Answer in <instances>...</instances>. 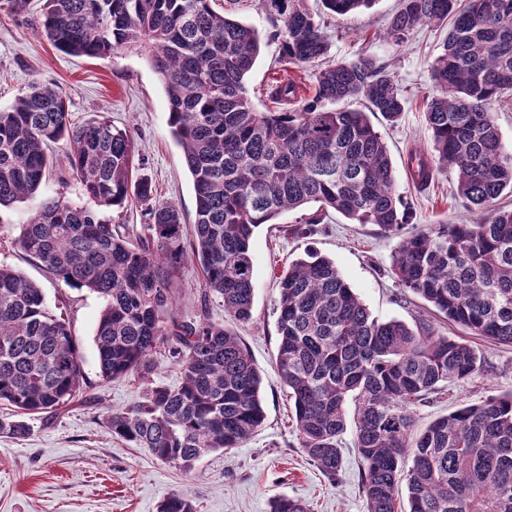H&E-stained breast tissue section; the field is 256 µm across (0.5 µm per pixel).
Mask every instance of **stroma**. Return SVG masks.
<instances>
[{
	"label": "stroma",
	"instance_id": "35a3bbf8",
	"mask_svg": "<svg viewBox=\"0 0 512 512\" xmlns=\"http://www.w3.org/2000/svg\"><path fill=\"white\" fill-rule=\"evenodd\" d=\"M43 4L44 0H29L21 15L0 9V110L9 108L31 82L55 84L66 95L74 123L105 118L129 130L157 197L173 204L183 216L184 227H191L196 208L192 179L183 150L170 133L163 85L145 55L134 50L99 59L66 55L37 31ZM213 6L228 10L265 37L248 75L258 110L272 109L266 91L283 72H290L304 90H311L317 64L286 68L281 42L270 38L272 26L260 0H214ZM306 6L323 26L329 60L350 62L363 56L376 60L406 99L396 123L377 114L370 121L388 147L396 190L410 211L411 223L423 227L477 222L483 212L458 196L453 171L436 173L425 190L415 187L408 172L410 150L427 151L432 146L424 99L435 90L432 64L447 27L421 25L398 45L386 39L385 29L399 0H374L370 8L342 16L329 13L321 0H306ZM70 153L69 143L55 144L54 165L38 195L84 206L88 199L72 174ZM34 206V201L27 200L0 209V264L37 282L48 307L69 322L82 355L84 391L57 415L29 417L30 435L0 434V512H158L164 498L183 491L191 494L197 512H269L271 500L282 496L308 502L312 512H366L352 434L342 438L343 473L336 482L327 479L300 446L288 390L275 374L277 278L304 251L313 250L336 263L376 318L410 325L427 320L439 335L452 339L463 335L461 327L403 289L393 276L391 256L399 236L384 233L374 224L353 223L333 211L305 235L293 232L301 218L297 211L284 212L276 223L255 230L252 316L237 331L263 377L265 420L242 447L206 455L185 471L157 461L148 449L131 447L112 436L108 428L112 411L139 401L144 383L135 375L103 380L94 343L102 299L87 289L64 286L20 249L18 241ZM202 281L199 264L187 259L173 281L177 314L185 320L225 322L221 299L206 294ZM468 342L483 357V371L448 383L428 402L414 406L415 430L458 406L512 391V347L477 336Z\"/></svg>",
	"mask_w": 512,
	"mask_h": 512
}]
</instances>
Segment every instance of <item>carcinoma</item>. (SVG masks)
Here are the masks:
<instances>
[{
  "instance_id": "cac0c4a2",
  "label": "carcinoma",
  "mask_w": 512,
  "mask_h": 512,
  "mask_svg": "<svg viewBox=\"0 0 512 512\" xmlns=\"http://www.w3.org/2000/svg\"><path fill=\"white\" fill-rule=\"evenodd\" d=\"M372 0H322L345 15ZM401 0L386 37L405 43L427 22L453 17L432 66L437 93L426 99L434 157L413 149L408 171L420 189L435 170L454 171L457 194L487 217L478 224L411 227L396 191L392 160L354 101L397 122L405 99L371 58L329 63L309 95L293 78L271 86L283 108L258 110L246 85L262 40L258 30L212 7V0H44L40 32L59 51L91 58L144 53L166 94L168 124L183 148L196 199L192 255L205 292L224 313L251 319L255 229L309 203L319 224L333 210L401 236L392 273L438 313L499 345L512 346V209H490L512 193V151L490 106L512 91V0ZM293 64L329 50L304 0H261ZM72 146L70 167L99 207H147L148 234L133 244L97 211L43 198L23 225L20 247L66 287L104 300L94 342L100 373L149 380L141 400L112 412L113 435L189 470L204 454L239 448L264 422L263 382L239 335L208 318L175 315L172 280L186 252L182 219L137 174L129 132L106 119L71 121L57 86L31 83L0 110V208L36 196L52 145ZM276 376L288 388L295 431L327 478L343 471L339 440L352 432L367 512H397L407 481L409 512H512V392L464 405L412 435L411 406L483 366L463 339L420 321H382L346 282L336 263L314 252L280 278L276 302ZM166 346L181 367L171 387L151 379L152 355ZM82 357L69 323L41 288L0 266V404L21 418L0 419V433L30 432L24 417L61 412L83 393ZM413 465L401 473L406 449ZM159 512H196L181 493ZM270 512H311L279 497Z\"/></svg>"
}]
</instances>
